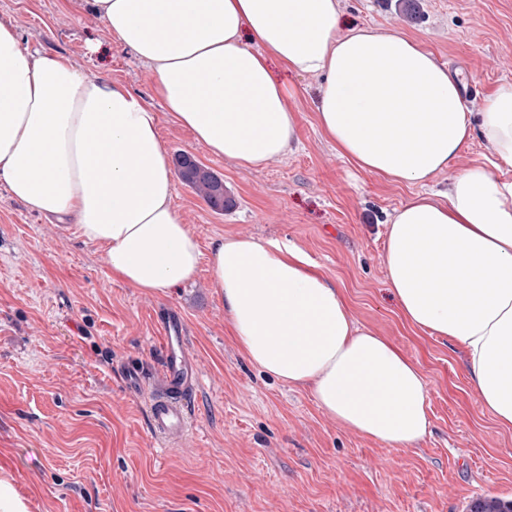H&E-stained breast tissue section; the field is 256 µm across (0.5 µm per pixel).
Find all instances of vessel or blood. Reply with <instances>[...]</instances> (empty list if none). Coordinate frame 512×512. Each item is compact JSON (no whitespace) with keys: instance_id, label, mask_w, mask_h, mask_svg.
I'll return each instance as SVG.
<instances>
[{"instance_id":"1","label":"vessel or blood","mask_w":512,"mask_h":512,"mask_svg":"<svg viewBox=\"0 0 512 512\" xmlns=\"http://www.w3.org/2000/svg\"><path fill=\"white\" fill-rule=\"evenodd\" d=\"M153 320L163 340V352L160 372L149 383L148 417L154 435L171 445L190 430L187 399L199 387L200 372L187 344L182 316L170 310L154 314Z\"/></svg>"}]
</instances>
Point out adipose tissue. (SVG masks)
Listing matches in <instances>:
<instances>
[{"mask_svg":"<svg viewBox=\"0 0 512 512\" xmlns=\"http://www.w3.org/2000/svg\"><path fill=\"white\" fill-rule=\"evenodd\" d=\"M114 43L151 70L155 95L212 154L245 169L297 144L289 92L269 58L318 76L316 120L337 152L420 193L387 225L385 264L404 320L460 343L480 406L512 428V81L468 112L461 84L415 40L343 29L339 0H90ZM157 116L124 84L68 58L26 53L0 20V182L72 224L133 288L191 281L200 244L172 205ZM489 163L457 170L474 139ZM237 343L252 363L362 437L389 448L430 426L418 364L356 326L339 288L297 246L230 236L206 254Z\"/></svg>","mask_w":512,"mask_h":512,"instance_id":"ef3b65f1","label":"adipose tissue"}]
</instances>
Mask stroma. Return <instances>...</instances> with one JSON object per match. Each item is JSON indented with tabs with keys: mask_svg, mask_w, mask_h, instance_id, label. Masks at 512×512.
<instances>
[{
	"mask_svg": "<svg viewBox=\"0 0 512 512\" xmlns=\"http://www.w3.org/2000/svg\"><path fill=\"white\" fill-rule=\"evenodd\" d=\"M340 0L344 28H388L418 40L461 75L480 111L512 80V0ZM23 52L65 56L91 77L129 85L156 113L168 158L186 153L224 182L217 212L182 180L172 202L202 250L227 236L301 248L346 297L356 326L421 368L427 435L406 448L360 437L318 407L307 386L265 374L240 351L209 263L151 294L114 277L69 224L14 199L0 182V476L29 512H469L512 500V431L483 413L455 341L410 326L389 289L387 222L416 187L358 169L336 152L313 110L316 77L269 65L289 87L299 126L292 152L243 169L211 154L168 114L148 66L113 43L88 0H0ZM183 317L201 386L192 427L168 446L148 426L147 397L123 367L161 365L154 308Z\"/></svg>",
	"mask_w": 512,
	"mask_h": 512,
	"instance_id": "obj_1",
	"label": "stroma"
}]
</instances>
